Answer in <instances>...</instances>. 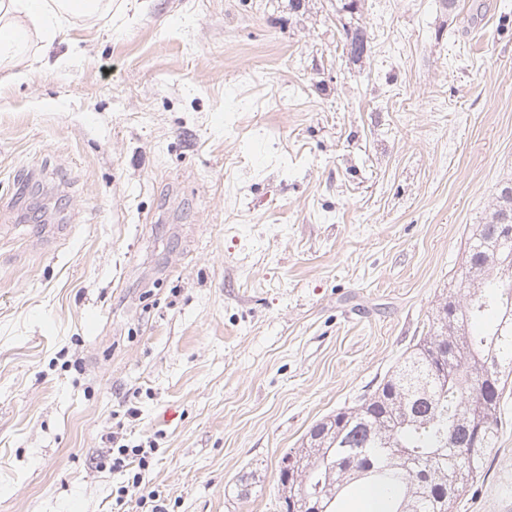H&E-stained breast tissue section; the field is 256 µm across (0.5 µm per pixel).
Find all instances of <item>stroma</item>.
I'll use <instances>...</instances> for the list:
<instances>
[{"instance_id":"obj_1","label":"stroma","mask_w":512,"mask_h":512,"mask_svg":"<svg viewBox=\"0 0 512 512\" xmlns=\"http://www.w3.org/2000/svg\"><path fill=\"white\" fill-rule=\"evenodd\" d=\"M27 50L0 70V512H142L116 431L164 512H279L283 454L427 333L512 182V0H111ZM501 418L457 512H512V383ZM344 49L347 50L350 59L360 61L370 49L366 28L356 27L354 29H347ZM118 434V432L112 434V445H116V448H112V465L110 468L113 472H123L128 469V466L137 461L138 471L133 474L132 485L139 486L145 481L146 471L149 469L148 452L137 446L129 447L127 444H119L120 437Z\"/></svg>"}]
</instances>
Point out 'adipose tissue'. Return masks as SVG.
Segmentation results:
<instances>
[{
  "label": "adipose tissue",
  "mask_w": 512,
  "mask_h": 512,
  "mask_svg": "<svg viewBox=\"0 0 512 512\" xmlns=\"http://www.w3.org/2000/svg\"><path fill=\"white\" fill-rule=\"evenodd\" d=\"M106 7V0H0V64L19 65L30 34L63 40L71 19L96 18Z\"/></svg>",
  "instance_id": "ef3b65f1"
}]
</instances>
